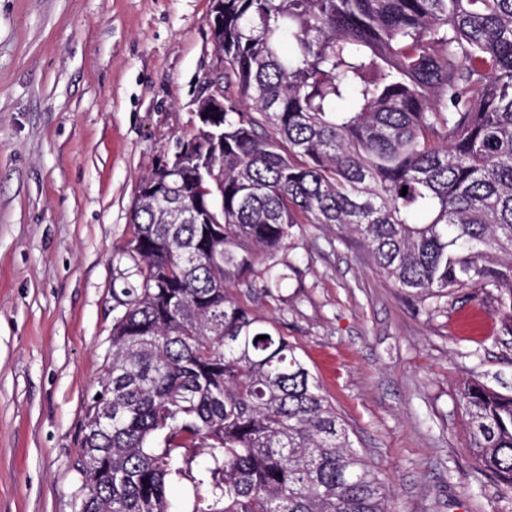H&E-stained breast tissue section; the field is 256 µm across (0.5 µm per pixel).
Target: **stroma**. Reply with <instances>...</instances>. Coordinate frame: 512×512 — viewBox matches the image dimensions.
I'll return each instance as SVG.
<instances>
[{"label": "stroma", "instance_id": "1", "mask_svg": "<svg viewBox=\"0 0 512 512\" xmlns=\"http://www.w3.org/2000/svg\"><path fill=\"white\" fill-rule=\"evenodd\" d=\"M212 0H0V512H78L85 407L106 369L140 176L194 129L224 65ZM277 299L241 301L294 343L390 490V512H512L468 448L459 388L512 393L492 298L440 311L355 235L291 230Z\"/></svg>", "mask_w": 512, "mask_h": 512}]
</instances>
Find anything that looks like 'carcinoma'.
<instances>
[{
    "label": "carcinoma",
    "instance_id": "1",
    "mask_svg": "<svg viewBox=\"0 0 512 512\" xmlns=\"http://www.w3.org/2000/svg\"><path fill=\"white\" fill-rule=\"evenodd\" d=\"M221 2L224 106L198 101L213 119L163 157L165 192L159 164L138 183L140 287L86 405L79 512H169L173 485L183 512H388L297 347L234 290L275 297L294 225L346 226L409 297L469 288L512 334V0ZM457 402L512 488V395Z\"/></svg>",
    "mask_w": 512,
    "mask_h": 512
}]
</instances>
